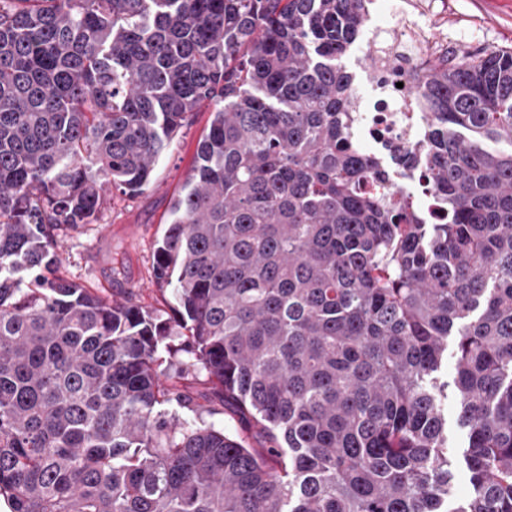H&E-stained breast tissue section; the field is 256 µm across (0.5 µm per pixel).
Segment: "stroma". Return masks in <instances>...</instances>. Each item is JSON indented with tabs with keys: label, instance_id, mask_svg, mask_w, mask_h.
Returning <instances> with one entry per match:
<instances>
[{
	"label": "stroma",
	"instance_id": "obj_1",
	"mask_svg": "<svg viewBox=\"0 0 512 512\" xmlns=\"http://www.w3.org/2000/svg\"><path fill=\"white\" fill-rule=\"evenodd\" d=\"M422 28L430 44L469 50L512 48V0H374L367 39H403L395 14ZM212 105L202 104L157 162L150 184L135 195L112 192L96 221L60 234L62 273L73 282L98 288L109 298L129 301L149 311L167 309L166 292L152 278L155 249L170 218L174 196L195 163L198 143L207 130ZM194 409L170 403V414L182 421L204 420L229 434L239 423L212 394L204 375L188 379Z\"/></svg>",
	"mask_w": 512,
	"mask_h": 512
}]
</instances>
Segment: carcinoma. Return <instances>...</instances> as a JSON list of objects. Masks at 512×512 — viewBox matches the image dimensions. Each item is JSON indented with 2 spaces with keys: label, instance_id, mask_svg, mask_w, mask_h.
Wrapping results in <instances>:
<instances>
[{
  "label": "carcinoma",
  "instance_id": "cac0c4a2",
  "mask_svg": "<svg viewBox=\"0 0 512 512\" xmlns=\"http://www.w3.org/2000/svg\"><path fill=\"white\" fill-rule=\"evenodd\" d=\"M371 3L0 0L10 512H448L460 461L454 512H512V49L415 65L394 163L428 213L356 135ZM205 102L155 251L169 317L63 276L58 231L143 191ZM201 370L240 435L165 409ZM445 415L448 419V438L460 449L466 446V432L457 425L458 406L451 393V386L448 388V401L444 405Z\"/></svg>",
  "mask_w": 512,
  "mask_h": 512
}]
</instances>
